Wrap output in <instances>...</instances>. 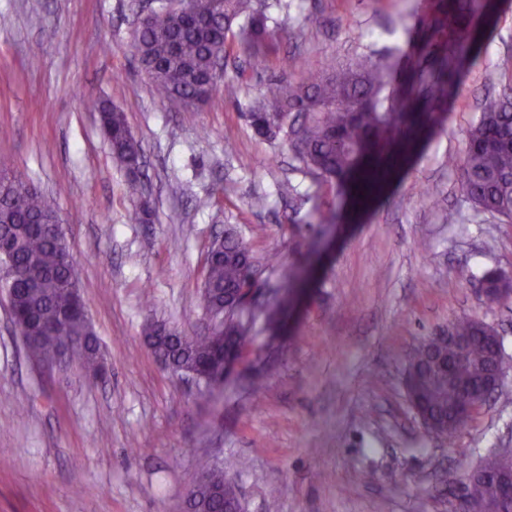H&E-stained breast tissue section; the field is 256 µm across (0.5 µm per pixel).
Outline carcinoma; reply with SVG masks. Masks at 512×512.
Segmentation results:
<instances>
[{
	"mask_svg": "<svg viewBox=\"0 0 512 512\" xmlns=\"http://www.w3.org/2000/svg\"><path fill=\"white\" fill-rule=\"evenodd\" d=\"M494 7L492 0H420L407 28V48L396 53H360L323 72L307 71L296 59L284 57L280 68L299 72V78L281 79L257 93L243 118L256 136L287 141L293 158L315 178L353 196L393 156L398 142H413L442 122L464 66L479 49V20L490 17ZM200 8L194 17L166 10L145 20L134 39L157 96L187 107L211 97L207 81L216 62L230 55L227 33L232 27H237L238 46L256 63L266 64L272 53L269 0H202ZM88 106L100 114L101 134L113 158L128 174L139 176L143 149L123 113L104 100H90ZM448 165L456 169L463 196L476 212L512 223V86L485 100L468 131L464 156L448 158ZM0 184L7 186L0 197V255L13 262L7 294L28 356L38 362L65 356L99 373L97 338L78 286L63 266L68 248L51 230L57 220L54 207L21 178L3 177ZM275 263L276 255L255 257L233 228L225 229L224 245L210 249L200 293L199 306L210 316L208 333L183 336L156 323L147 333L148 345L174 371L196 374L214 394L223 385V378L215 376L216 337L235 349L245 340L243 313H225L224 291H241L258 270ZM484 281L503 289L504 301L512 300L507 276L492 273ZM452 327L466 342L462 352L429 336L411 350L404 367L407 396L417 402L425 431L435 437L448 438L469 422L459 407L495 361L476 319L463 318ZM191 494L195 512L240 507L221 469L208 471ZM468 504V512L509 508L481 482L470 485Z\"/></svg>",
	"mask_w": 512,
	"mask_h": 512,
	"instance_id": "1",
	"label": "carcinoma"
}]
</instances>
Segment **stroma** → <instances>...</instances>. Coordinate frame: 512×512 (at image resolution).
Listing matches in <instances>:
<instances>
[{
	"instance_id": "obj_1",
	"label": "stroma",
	"mask_w": 512,
	"mask_h": 512,
	"mask_svg": "<svg viewBox=\"0 0 512 512\" xmlns=\"http://www.w3.org/2000/svg\"><path fill=\"white\" fill-rule=\"evenodd\" d=\"M284 2L270 10L267 66L235 52L224 78L237 98L188 109L155 96L134 51L159 0H0V167L55 204L106 369L29 358L0 288V512H185L210 467L242 512H455L465 473L512 450V370L449 440L427 435L403 387L417 341L465 316L494 327L512 363V302L478 295L486 272L512 273V224L475 214L448 166L484 96L512 83L500 67L512 0H499L442 125L397 155L364 207L297 170L287 142L254 135L242 114L283 78L279 57L321 70L404 47L417 0ZM90 97L124 112L146 156L140 184L113 159ZM143 197L148 224L133 219ZM450 210L457 223L444 222ZM229 224L256 255L278 253L265 292L292 267L307 282L282 329L249 320L246 357L206 399L143 337L157 321L205 332L206 258ZM236 458L247 467L231 468Z\"/></svg>"
}]
</instances>
